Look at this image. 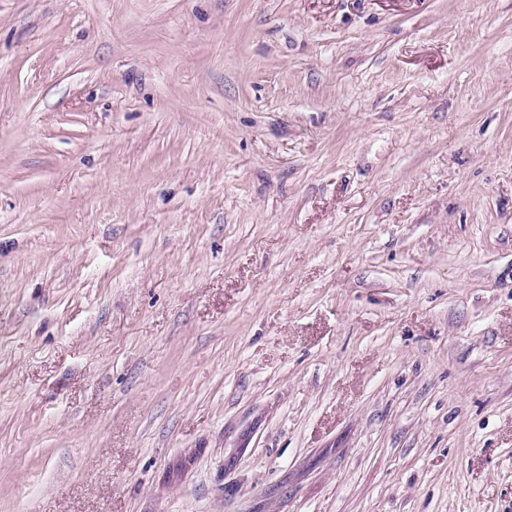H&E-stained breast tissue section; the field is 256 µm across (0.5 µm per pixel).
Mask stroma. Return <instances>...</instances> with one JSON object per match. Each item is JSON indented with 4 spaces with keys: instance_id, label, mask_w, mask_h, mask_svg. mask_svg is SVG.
Masks as SVG:
<instances>
[{
    "instance_id": "stroma-1",
    "label": "stroma",
    "mask_w": 512,
    "mask_h": 512,
    "mask_svg": "<svg viewBox=\"0 0 512 512\" xmlns=\"http://www.w3.org/2000/svg\"><path fill=\"white\" fill-rule=\"evenodd\" d=\"M0 512H512V0H0Z\"/></svg>"
}]
</instances>
